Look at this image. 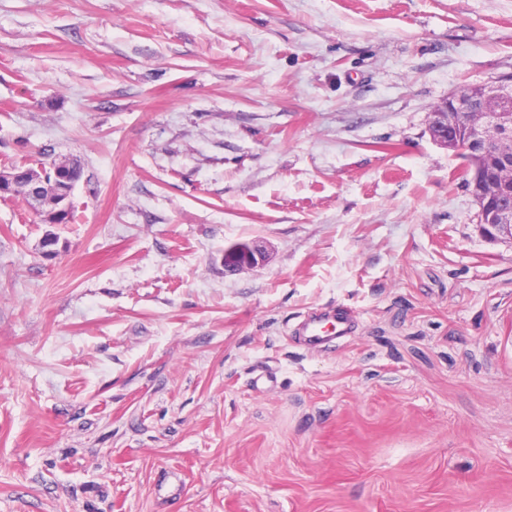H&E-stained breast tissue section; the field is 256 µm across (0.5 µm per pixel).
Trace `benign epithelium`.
I'll return each mask as SVG.
<instances>
[{
  "label": "benign epithelium",
  "mask_w": 512,
  "mask_h": 512,
  "mask_svg": "<svg viewBox=\"0 0 512 512\" xmlns=\"http://www.w3.org/2000/svg\"><path fill=\"white\" fill-rule=\"evenodd\" d=\"M493 130L489 140L485 132ZM429 132L441 147L466 157L467 189L478 206L477 228L491 243H512V73L488 85L448 95L431 112ZM74 164L61 160L38 169L28 181L35 210L68 209L75 184ZM265 258L260 246L248 243L224 253V268L235 272Z\"/></svg>",
  "instance_id": "1"
}]
</instances>
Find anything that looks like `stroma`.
<instances>
[{
	"label": "stroma",
	"mask_w": 512,
	"mask_h": 512,
	"mask_svg": "<svg viewBox=\"0 0 512 512\" xmlns=\"http://www.w3.org/2000/svg\"><path fill=\"white\" fill-rule=\"evenodd\" d=\"M510 72L512 0H0V169L83 166L0 198V512H512V245L429 133ZM73 162L61 160L51 166V171L38 169L28 181V193L36 213L43 209L55 208L54 213L66 211L69 207L75 184L71 180ZM229 252L224 253V268L229 272L253 266L265 258V252L254 243H247L246 246L239 247L235 250L234 255H230ZM354 322L350 315L330 317L327 314H316L305 318L297 329V336H301L308 346L320 347L335 339V336H349L352 333Z\"/></svg>",
	"instance_id": "35a3bbf8"
}]
</instances>
